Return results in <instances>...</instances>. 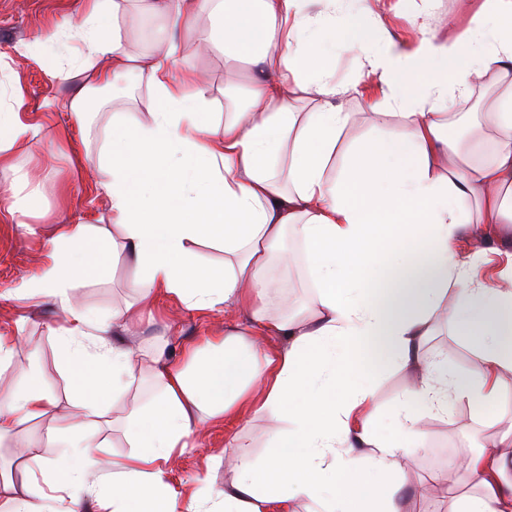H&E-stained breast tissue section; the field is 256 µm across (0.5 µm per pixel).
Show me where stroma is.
Listing matches in <instances>:
<instances>
[{"mask_svg":"<svg viewBox=\"0 0 512 512\" xmlns=\"http://www.w3.org/2000/svg\"><path fill=\"white\" fill-rule=\"evenodd\" d=\"M421 5L422 0H379L377 8L385 25L363 28V36L379 41L403 33L406 17ZM81 22V0H0V73L19 80L29 110H38L47 99L60 106L59 111L49 114L39 139L15 152L19 164L36 167L48 202L47 215L36 224H20L7 215L0 217V335L14 337L19 343L6 371L0 374V397L12 395L34 370L54 402L46 418L24 423L0 437V475L17 483L40 473L45 461L59 454L60 445L50 444L43 445L41 459L20 458L23 448L40 443L48 423L64 421L76 410L77 403L62 361L63 347L55 334L63 318L59 306L48 297L16 300L12 290L39 273L59 225L107 224L112 220L102 189L108 178L107 165L99 160L112 112L102 110L89 130L82 132L64 111L77 83L62 79L61 74L70 70L72 54L80 48L75 31ZM50 66L58 70V77L47 75ZM456 249L461 260L478 263L479 281L494 278L503 282L512 277V224L463 228ZM290 251L296 259L279 270V285L270 291L269 312L274 316L284 315L313 294L300 247L291 246ZM134 275V268L121 257L103 272L77 280L69 293L108 328L113 311L137 304V294L128 286ZM245 318L241 310L203 316L177 304H164L141 311L119 341L144 352L157 341H164L168 355L175 360L185 345L223 335L225 325ZM428 349L460 376L469 373L477 353L475 345L458 336L449 324L432 334ZM139 370V384L116 403L104 404L100 423L85 429L86 440L94 444L95 450L92 456H77L76 461L88 469L94 491L84 495L82 512H96L98 499L108 492L103 462L132 452L127 424L131 409L150 405L160 393L151 363L141 361ZM501 377L505 387L487 410L474 412L467 401L458 400L448 413L425 415L421 425L426 443L418 448L393 418L399 403L414 393V374L406 369H388L373 375L372 403L356 422L374 434L393 437L405 481L417 489L406 498L408 512H448L449 487L458 485L470 491V484L461 483L459 472L450 467L449 461L480 452L512 426V372L502 371ZM287 428L286 421L249 415L242 420L228 418L206 431L191 433L189 440L194 448L170 460L168 481L180 492L201 485L223 488L235 478L232 467L224 462L228 442L238 441L260 460L267 454L274 432Z\"/></svg>","mask_w":512,"mask_h":512,"instance_id":"35a3bbf8","label":"stroma"}]
</instances>
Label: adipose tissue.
<instances>
[{
	"mask_svg": "<svg viewBox=\"0 0 512 512\" xmlns=\"http://www.w3.org/2000/svg\"><path fill=\"white\" fill-rule=\"evenodd\" d=\"M351 0H85L81 43L68 103L76 124L90 111L92 92L135 74L150 90L148 120L116 112L104 144L110 178L103 189L111 225L63 224L40 277L21 281L18 298L50 296L64 317L58 331L74 376L80 414L46 428L63 440L100 415L105 391L121 395L140 375L132 352L93 334L90 311L74 302L72 284L99 273L114 252L134 265L142 307L169 299L200 312L247 311L245 328L185 347L169 362L164 346L151 359L161 398L133 409L128 433L134 454L113 461L112 512H175L178 493L161 466L187 438L227 414L289 418L274 435L262 467L248 454L230 456L236 476L219 494L204 487L190 502L215 500L220 512H262L291 499L328 503L329 512H405L400 465L391 440L349 425L372 397V370L396 364L418 372V387L397 420L414 441L421 417L444 414L451 399L486 405L512 369V289L473 287L474 265L454 247L468 224L512 223V0H482L471 25L436 24L424 7L406 20L407 36L370 43L337 22ZM159 19L165 35L137 50L130 18ZM219 54L230 70L245 69L247 99L225 96L226 118L207 120L211 87L199 69L179 61V39ZM347 47L362 59L358 80L341 83L323 61ZM498 87L472 141L492 133L488 159L471 162L449 136L457 105L476 83ZM359 109L349 112L348 101ZM22 89H0V164L10 165L22 198L8 212L43 218L48 208L13 149L38 138L24 121ZM390 134L336 148L357 121ZM119 235H111V227ZM304 246L316 295L314 311L281 319L268 312L274 271L288 265L286 234ZM224 247L222 271L194 259L203 239ZM458 335L480 338V354L461 379L427 349L436 321ZM284 336L280 349L265 337ZM52 400L37 376L0 400V437L45 415ZM367 456H360V449ZM476 488L450 498V512H512V429L496 449L458 465ZM45 484L69 490L66 512L87 492L86 470L69 453L48 461Z\"/></svg>",
	"mask_w": 512,
	"mask_h": 512,
	"instance_id": "ef3b65f1",
	"label": "adipose tissue"
}]
</instances>
